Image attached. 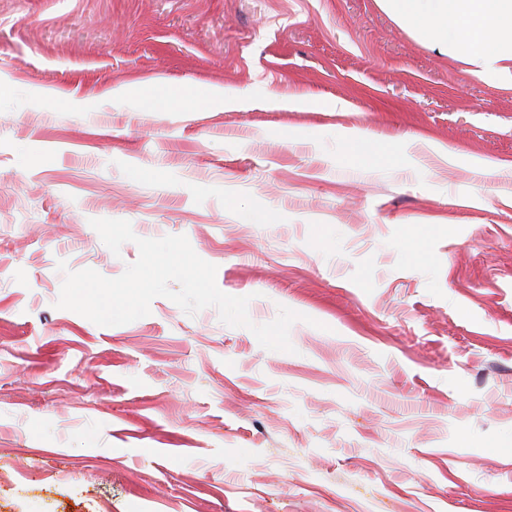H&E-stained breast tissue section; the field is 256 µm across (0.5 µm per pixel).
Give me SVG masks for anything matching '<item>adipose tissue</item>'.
I'll return each instance as SVG.
<instances>
[{"mask_svg": "<svg viewBox=\"0 0 512 512\" xmlns=\"http://www.w3.org/2000/svg\"><path fill=\"white\" fill-rule=\"evenodd\" d=\"M406 32L512 84V0H377Z\"/></svg>", "mask_w": 512, "mask_h": 512, "instance_id": "adipose-tissue-1", "label": "adipose tissue"}]
</instances>
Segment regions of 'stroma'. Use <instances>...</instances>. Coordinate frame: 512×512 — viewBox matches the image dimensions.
<instances>
[{
	"label": "stroma",
	"mask_w": 512,
	"mask_h": 512,
	"mask_svg": "<svg viewBox=\"0 0 512 512\" xmlns=\"http://www.w3.org/2000/svg\"><path fill=\"white\" fill-rule=\"evenodd\" d=\"M100 218L301 313L293 352L56 308L139 256ZM0 512H512V86L377 0H0Z\"/></svg>",
	"instance_id": "35a3bbf8"
}]
</instances>
